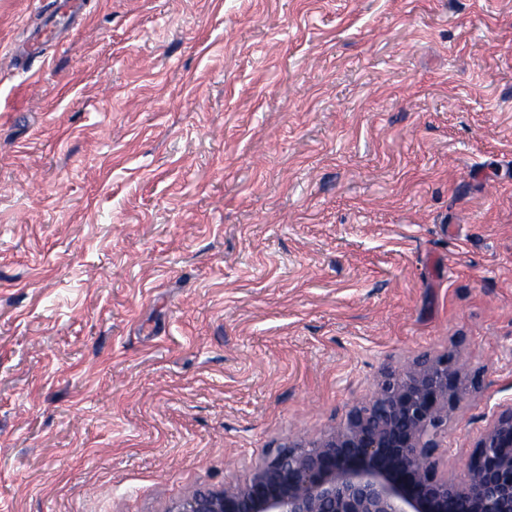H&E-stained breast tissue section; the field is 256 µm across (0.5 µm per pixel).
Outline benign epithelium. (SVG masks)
I'll list each match as a JSON object with an SVG mask.
<instances>
[{"instance_id": "7a95c632", "label": "benign epithelium", "mask_w": 512, "mask_h": 512, "mask_svg": "<svg viewBox=\"0 0 512 512\" xmlns=\"http://www.w3.org/2000/svg\"><path fill=\"white\" fill-rule=\"evenodd\" d=\"M461 370L446 354L389 369L343 426L269 448L245 482L192 488L169 512H512V405L462 475L440 470Z\"/></svg>"}]
</instances>
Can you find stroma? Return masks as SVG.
<instances>
[{
    "label": "stroma",
    "instance_id": "stroma-1",
    "mask_svg": "<svg viewBox=\"0 0 512 512\" xmlns=\"http://www.w3.org/2000/svg\"><path fill=\"white\" fill-rule=\"evenodd\" d=\"M0 0V512H168L464 360L512 405V0Z\"/></svg>",
    "mask_w": 512,
    "mask_h": 512
}]
</instances>
